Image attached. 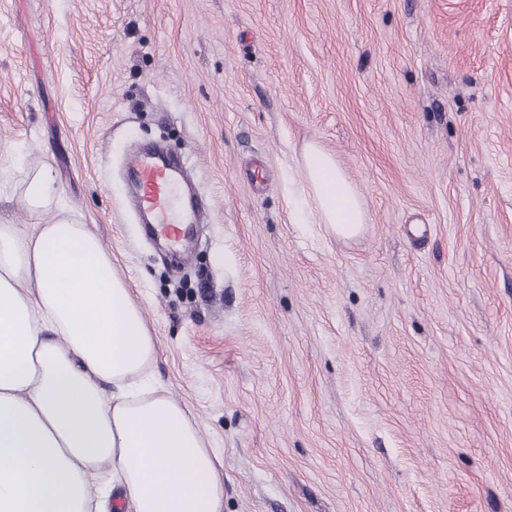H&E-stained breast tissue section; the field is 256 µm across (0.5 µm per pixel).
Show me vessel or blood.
I'll list each match as a JSON object with an SVG mask.
<instances>
[{
  "label": "vessel or blood",
  "instance_id": "b4317fda",
  "mask_svg": "<svg viewBox=\"0 0 512 512\" xmlns=\"http://www.w3.org/2000/svg\"><path fill=\"white\" fill-rule=\"evenodd\" d=\"M139 191V204L149 223L158 225L171 242H179L184 225L194 223V214L183 213L179 192L169 164L142 156L132 162Z\"/></svg>",
  "mask_w": 512,
  "mask_h": 512
}]
</instances>
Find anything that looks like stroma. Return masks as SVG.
<instances>
[{
    "mask_svg": "<svg viewBox=\"0 0 512 512\" xmlns=\"http://www.w3.org/2000/svg\"><path fill=\"white\" fill-rule=\"evenodd\" d=\"M205 205L178 257L132 156ZM0 225L98 235L224 512H512V0H0ZM368 211H294L305 144Z\"/></svg>",
    "mask_w": 512,
    "mask_h": 512,
    "instance_id": "1",
    "label": "stroma"
}]
</instances>
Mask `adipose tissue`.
I'll use <instances>...</instances> for the list:
<instances>
[{
	"mask_svg": "<svg viewBox=\"0 0 512 512\" xmlns=\"http://www.w3.org/2000/svg\"><path fill=\"white\" fill-rule=\"evenodd\" d=\"M316 223L356 236L368 215L336 160L304 148ZM55 191L28 179L34 222L0 225V512H224L218 454L190 409L145 371L157 354L140 307L87 225L42 216Z\"/></svg>",
	"mask_w": 512,
	"mask_h": 512,
	"instance_id": "adipose-tissue-1",
	"label": "adipose tissue"
}]
</instances>
